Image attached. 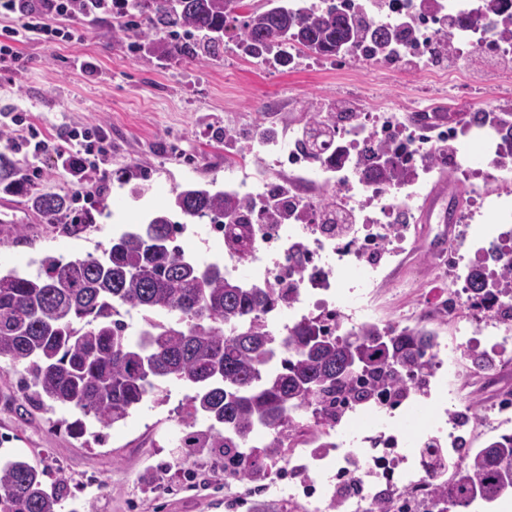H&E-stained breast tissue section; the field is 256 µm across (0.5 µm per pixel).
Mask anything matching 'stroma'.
Returning a JSON list of instances; mask_svg holds the SVG:
<instances>
[{
	"instance_id": "35a3bbf8",
	"label": "stroma",
	"mask_w": 512,
	"mask_h": 512,
	"mask_svg": "<svg viewBox=\"0 0 512 512\" xmlns=\"http://www.w3.org/2000/svg\"><path fill=\"white\" fill-rule=\"evenodd\" d=\"M77 41L17 43L19 66L0 70V116L27 113L45 133L103 126L111 142L107 178L84 211L93 227L80 238L62 224L45 223L21 191L0 189V201L19 206L21 221L0 223V271L36 275L52 255L64 260L100 255L112 237L147 223L168 205L174 189L224 187V162L236 156L250 172L271 174L273 154L254 161L258 128L283 137L309 112L366 107L365 92L389 98L436 96L443 87L417 71L328 59L291 66L270 59L249 63L228 39L217 56H178L161 62L134 38L119 33L115 18L75 20ZM468 92L495 107L502 92L492 74L512 70V59L472 55L465 60ZM423 256L395 267L375 292L381 323L395 320V296L427 275ZM189 388L164 383L124 420L83 436L67 428L75 413L60 405L25 404L20 374L0 369V458L22 459L64 480L65 494L91 512H258L288 496V483L268 467L262 483L224 474L220 452L182 447Z\"/></svg>"
}]
</instances>
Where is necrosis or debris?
I'll use <instances>...</instances> for the list:
<instances>
[{"instance_id":"1","label":"necrosis or debris","mask_w":512,"mask_h":512,"mask_svg":"<svg viewBox=\"0 0 512 512\" xmlns=\"http://www.w3.org/2000/svg\"><path fill=\"white\" fill-rule=\"evenodd\" d=\"M484 13V0H388L379 22L389 27L409 26L412 37L382 47L363 45L357 56L385 68L409 66L423 71L431 80L449 86L450 95L416 105L406 100L370 99L365 113L348 114L339 125L341 133L335 143L318 153L306 148L301 136L289 137L287 147L275 158L277 167L291 174H306L313 187L342 196L346 203L343 214L351 228L340 237L323 232L316 223L317 199L312 196L289 205L287 223L254 225L245 260L224 259L229 272L245 263L252 278L272 283L288 275L292 268L288 250L300 245L305 261L298 294L288 305L289 323L316 312L333 334H353L377 320L372 290L384 278L385 258L400 254L407 241L416 249L425 247L424 236L406 238L403 228L419 223L418 203L429 173L428 157L440 145L456 146L462 139H470L479 147V155L453 153L448 171L467 178L470 203L476 213L488 215L491 232L478 258L470 260L464 257L470 239L463 233L454 235L447 253L433 256V280L420 286L418 302L403 305L398 313L404 322L445 317L452 324V338L437 353L433 371V399L438 403L463 398L461 389L448 387V380L492 378L500 369L512 366V298L498 293L488 296V308L479 315L473 309L472 288L475 276H489L512 262V149L503 143L495 121L467 123V115L482 111V104L457 95V88L465 84L463 73L433 59L436 35L446 28L453 32L455 56L483 51L511 58L512 40L487 27ZM366 137L397 150L407 170L405 179L389 186L362 180L356 159L359 143ZM224 171L225 191L247 196L256 206H263L275 193L274 185L263 176L240 174L235 163H225ZM349 270L356 272L360 286L354 302L338 291L340 276ZM485 319L495 323L493 348L499 363L484 370L465 369L463 359ZM341 407L350 425L336 432V469L331 476L316 474L302 482L301 500L318 504L339 492L344 512H373L376 494L368 483L373 477L389 485L401 512H416L441 478L425 454L415 469L397 464L408 443L422 448L434 439V426L418 428L409 437L395 422L396 414L422 409L419 392L407 390L404 398L397 400L384 397L368 408L346 401ZM450 424L449 448L473 445L489 433L512 427V401L499 397L490 410L451 419Z\"/></svg>"}]
</instances>
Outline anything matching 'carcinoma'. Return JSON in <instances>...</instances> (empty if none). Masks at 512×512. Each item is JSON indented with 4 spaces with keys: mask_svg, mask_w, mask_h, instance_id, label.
I'll list each match as a JSON object with an SVG mask.
<instances>
[{
    "mask_svg": "<svg viewBox=\"0 0 512 512\" xmlns=\"http://www.w3.org/2000/svg\"><path fill=\"white\" fill-rule=\"evenodd\" d=\"M271 2L243 17L232 14L242 0H133L132 9L145 22L139 36L149 38L161 60L182 53L211 55L230 28L245 49L277 57L296 46L333 57L343 43L384 45L394 36L375 20L339 13L333 5L295 9L288 0ZM176 27L201 39L183 44ZM337 133L336 121L320 115L310 116L301 130L314 148ZM380 154L389 157L384 167L376 164ZM361 172L384 185L404 176L396 153L370 139ZM31 204L49 224L68 211L66 200L55 194L34 195ZM321 209V226L345 234L347 224L336 222V204L325 201ZM172 212L225 224L226 250L244 260L242 246L252 223L240 216L252 215L253 206L233 193L189 186L173 191L169 210L112 239L97 257L65 262L48 255L34 276L0 274V363L22 369L26 401L78 413L67 427L82 435L83 419L110 427L127 418L159 382L178 381L194 390L186 422L208 423L204 431L187 433L183 446L223 449L224 473L252 481L263 473L242 448L261 430L270 437L264 445L267 458L282 459L283 441L292 432L290 411L309 412L315 425L331 428L342 400L370 405L413 383L426 386L439 346L436 331L421 322L372 323L334 336L320 320L310 319L278 332L268 316L292 301L295 289L246 284L220 263L186 255L175 244L178 223ZM491 287L512 294V264ZM133 311L143 322L135 338L124 320ZM432 459L451 471L432 489L438 512L450 507L482 512L512 493L506 489L512 433L465 449L458 462L440 447ZM43 476L23 460L0 463V512H78Z\"/></svg>",
    "mask_w": 512,
    "mask_h": 512,
    "instance_id": "carcinoma-1",
    "label": "carcinoma"
}]
</instances>
